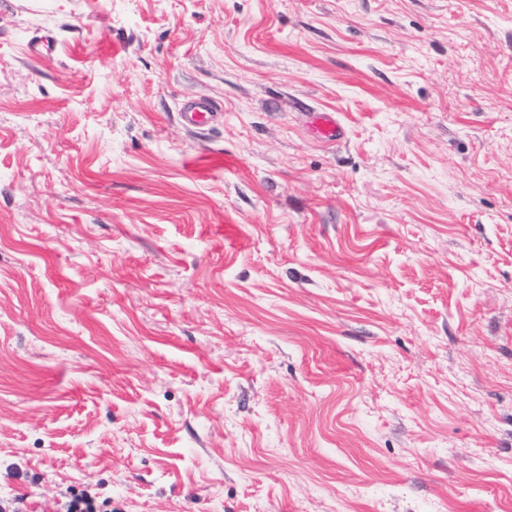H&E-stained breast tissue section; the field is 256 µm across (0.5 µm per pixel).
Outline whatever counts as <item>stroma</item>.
I'll list each match as a JSON object with an SVG mask.
<instances>
[{
    "label": "stroma",
    "mask_w": 512,
    "mask_h": 512,
    "mask_svg": "<svg viewBox=\"0 0 512 512\" xmlns=\"http://www.w3.org/2000/svg\"><path fill=\"white\" fill-rule=\"evenodd\" d=\"M81 493L512 512V0H0V508ZM214 112H217V108L213 103L193 101L184 103L179 110V115L185 125L201 130L214 119ZM312 128L316 136L328 142H338L345 137V128L331 112H313Z\"/></svg>",
    "instance_id": "1"
}]
</instances>
